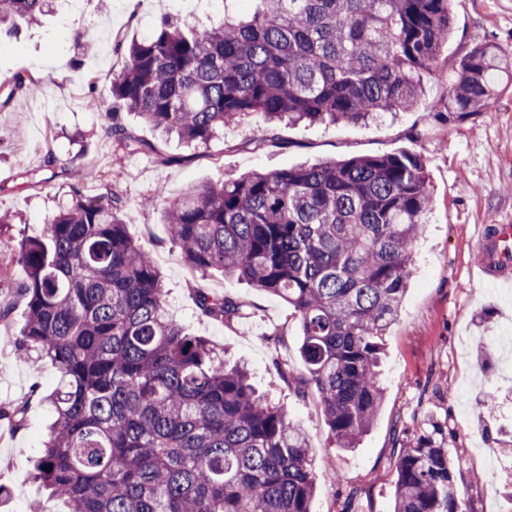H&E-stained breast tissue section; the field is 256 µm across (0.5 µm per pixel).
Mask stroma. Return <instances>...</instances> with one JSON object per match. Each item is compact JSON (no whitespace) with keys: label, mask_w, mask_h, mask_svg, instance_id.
Wrapping results in <instances>:
<instances>
[{"label":"stroma","mask_w":512,"mask_h":512,"mask_svg":"<svg viewBox=\"0 0 512 512\" xmlns=\"http://www.w3.org/2000/svg\"><path fill=\"white\" fill-rule=\"evenodd\" d=\"M454 33L440 50L436 66L450 71L478 34L512 57V0H452ZM224 13V0H52L40 24H20L15 36L0 39V77L29 72L41 87L0 109V209L18 218L0 234V260L13 258L18 242L42 233L45 221L66 199L72 184L86 195L103 186L82 181L83 166L116 172L125 198L130 236L152 255L164 276L166 308L190 333L224 347L229 362L248 366L252 383L287 411L314 438L320 477L311 512H392L396 478V429L429 432L442 424L448 452L462 465L454 473L466 512H504L507 497L498 472L488 467V450L504 428L487 393L512 382L502 355L491 366L477 361L479 337L512 327V260L485 282L475 279L472 237L476 225L512 223V82L502 81L490 111L448 116V85L430 78L415 110L383 115L362 124L271 126L258 116L227 125L209 144L188 147L159 136L135 114L123 116L127 133L140 149H118L106 137L105 110L87 105L82 76L97 77L98 95L108 98L112 74L122 65L116 39L142 37L161 18L198 26ZM264 140L255 149L256 140ZM408 151L422 157L432 208L415 244L414 271L398 319L385 336L381 366L384 401L377 421L357 448L336 446L312 396H299L293 379L304 372L298 353L299 321L281 299L215 272L201 277L184 264L171 241L161 208H142L145 199L174 198L203 183H220L249 171H271L331 158L375 156ZM55 159L58 177L27 185L23 171ZM207 289L247 303L250 316L227 326L203 316L193 291ZM13 301L8 324H0V403L28 402L26 429L0 422V484L9 496L0 512H67L30 478L41 443L52 422L50 408L32 395L57 380L50 364L30 360L18 344L25 306L16 290L0 293ZM287 357L292 379L277 375L274 355Z\"/></svg>","instance_id":"obj_1"}]
</instances>
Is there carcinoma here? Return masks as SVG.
I'll return each instance as SVG.
<instances>
[{"mask_svg":"<svg viewBox=\"0 0 512 512\" xmlns=\"http://www.w3.org/2000/svg\"><path fill=\"white\" fill-rule=\"evenodd\" d=\"M253 12L208 27L169 17L113 52L109 101L190 145L208 144L250 115L277 125L366 123L414 110L454 29L451 0H253ZM48 0H3L0 24H36ZM512 61L479 36L455 64L447 112L490 110L494 74ZM22 72L0 80V107L30 94ZM124 150L139 143L113 121ZM57 177L55 160L25 172ZM432 205L422 158L409 152L256 171L194 187L165 202V223L186 264L273 294L298 316L299 354L337 447L350 451L383 399L384 332L398 317L413 245ZM123 196L70 198L43 235L0 262L25 301L19 344L58 373L42 396L53 414L31 477L70 512H310L315 445L258 394L242 365L167 312L163 277L127 233ZM228 325L247 306L196 292ZM28 404L0 406L24 426ZM393 512H465L446 435L402 431ZM51 471H45V468Z\"/></svg>","mask_w":512,"mask_h":512,"instance_id":"cac0c4a2","label":"carcinoma"}]
</instances>
